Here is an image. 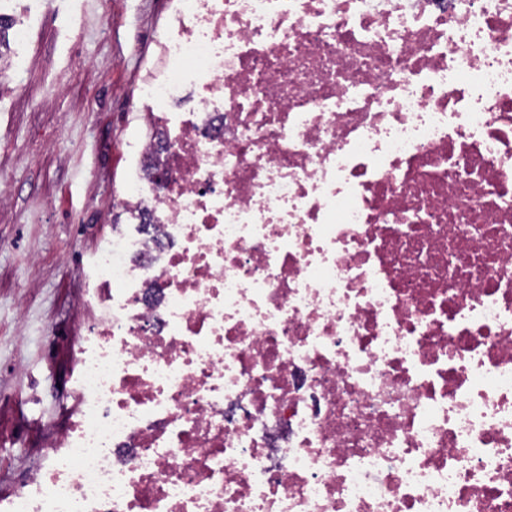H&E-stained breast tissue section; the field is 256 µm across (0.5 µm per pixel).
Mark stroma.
I'll use <instances>...</instances> for the list:
<instances>
[{"label": "stroma", "instance_id": "obj_1", "mask_svg": "<svg viewBox=\"0 0 512 512\" xmlns=\"http://www.w3.org/2000/svg\"><path fill=\"white\" fill-rule=\"evenodd\" d=\"M0 76V493L41 462L72 393L78 305L131 175L143 69L174 0H19Z\"/></svg>", "mask_w": 512, "mask_h": 512}]
</instances>
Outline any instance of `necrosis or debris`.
I'll return each instance as SVG.
<instances>
[{"label": "necrosis or debris", "instance_id": "obj_1", "mask_svg": "<svg viewBox=\"0 0 512 512\" xmlns=\"http://www.w3.org/2000/svg\"><path fill=\"white\" fill-rule=\"evenodd\" d=\"M166 27L134 154L167 187L124 196L151 222L102 245L77 402L0 512H512V0Z\"/></svg>", "mask_w": 512, "mask_h": 512}]
</instances>
